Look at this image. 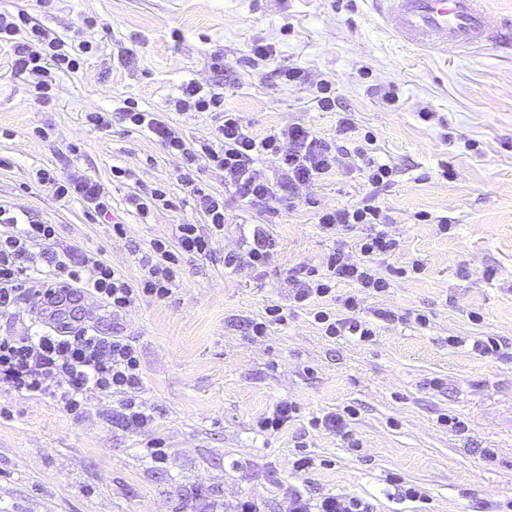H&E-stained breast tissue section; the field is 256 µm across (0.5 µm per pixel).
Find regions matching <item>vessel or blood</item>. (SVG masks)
<instances>
[{
  "mask_svg": "<svg viewBox=\"0 0 512 512\" xmlns=\"http://www.w3.org/2000/svg\"><path fill=\"white\" fill-rule=\"evenodd\" d=\"M399 43L440 57L512 48V17L491 16L484 0H371Z\"/></svg>",
  "mask_w": 512,
  "mask_h": 512,
  "instance_id": "obj_1",
  "label": "vessel or blood"
}]
</instances>
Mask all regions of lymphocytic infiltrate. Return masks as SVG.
<instances>
[{
  "mask_svg": "<svg viewBox=\"0 0 512 512\" xmlns=\"http://www.w3.org/2000/svg\"><path fill=\"white\" fill-rule=\"evenodd\" d=\"M15 48V69L34 79V89L41 99H49L56 73L79 70L93 44H78L50 36L31 25L25 15L0 13V42ZM167 109L176 112H220L224 118L213 129L199 151L187 147L183 131L162 112L139 109L127 103L123 117L149 135L169 154L194 163L203 155L224 174V186L249 206L262 210L267 218H276L281 209L293 208L290 190L311 185L336 164L340 147L336 140L318 136L309 127L291 124L270 134L256 136L235 113L225 111L224 95L190 82L178 96L169 99ZM276 157L278 173L266 175L259 167L263 157ZM39 183L67 201L81 199L87 209L107 214L110 197L101 184L79 171L58 175L42 169ZM181 183L196 211L208 221L207 229L184 223L176 225L173 241L157 240L138 259L141 276L132 281L94 256L74 262L68 257L45 250L56 228L38 221H23L10 210L0 208V320L9 324L21 320L17 303L31 292L35 282H42L44 302L60 306L64 294L77 290L94 298L102 307L119 317L145 297L166 299L177 290L181 254L210 255L213 242L224 231V198L211 192L191 172L181 175ZM322 232L335 234L337 227L358 229L356 242L359 260H351L342 244H335L320 266H300L288 278V296L295 304L306 306L328 297L337 282L356 286L353 294L340 302L349 316L336 318L326 310L313 314L325 336L346 334L367 340L373 328L354 319L361 304V293L379 295L388 291V279L377 272L374 256L395 250L397 241L388 229V218L373 204L327 208L320 211ZM28 398H48L65 411H83L93 398L105 396L118 401V416L124 427L144 430L153 426V408L143 396L141 354L136 345L120 334L104 336L91 325L79 324L63 329L35 331L29 328L0 336V385ZM284 512H374L370 502L343 494L319 497L304 495L297 488H286Z\"/></svg>",
  "mask_w": 512,
  "mask_h": 512,
  "instance_id": "lymphocytic-infiltrate-1",
  "label": "lymphocytic infiltrate"
}]
</instances>
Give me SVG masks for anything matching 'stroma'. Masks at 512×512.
<instances>
[{"mask_svg": "<svg viewBox=\"0 0 512 512\" xmlns=\"http://www.w3.org/2000/svg\"><path fill=\"white\" fill-rule=\"evenodd\" d=\"M0 12L100 47L44 101L15 71L13 46L0 44V206L55 225L52 249L73 260L91 254L134 280L151 241L207 223L186 203L183 158L124 122L125 102L160 111L194 81L223 93L225 111L256 135L301 123L344 149L269 226L276 249L264 267L225 271V254L247 247L266 217L201 160L196 177L224 197V234L210 256H183L171 298H143L116 319L83 296L62 314L39 296L20 297L33 330L62 327L69 314L135 343L156 420L136 433L108 400L71 414L0 389V512H206L243 495L282 512L289 485L358 496L375 512H504L512 502V54L445 62L401 46L368 0H0ZM87 18L94 26L84 27ZM257 42L272 44L276 59L254 62ZM288 66L298 79L280 76ZM323 79L336 100L330 111L315 99ZM94 110L111 112L109 129L86 123ZM345 117L353 129L342 135ZM47 126L49 138L37 137ZM369 158L391 167L386 186L369 183ZM116 167L131 179L113 178ZM43 168L98 181L112 198L110 222L80 200H58L36 179ZM139 182L165 186L171 201L146 223L127 203ZM365 200L381 206L398 241L373 262L390 288L363 295L356 314L374 327L372 340L331 339L310 308L289 301L288 277L321 264L334 241L359 237L340 229L327 238L318 212ZM116 222L123 235L113 233ZM416 260L420 273H408ZM272 304L284 307L287 325L252 336ZM486 337L500 342L497 355L473 349ZM432 379L440 389L427 388ZM281 400L297 414L278 433L260 432L258 418ZM328 413L345 416L346 434L315 427ZM446 415L466 431L441 425ZM155 438L168 450L161 464L142 452ZM301 454L313 464L297 471ZM411 486L423 499L406 497Z\"/></svg>", "mask_w": 512, "mask_h": 512, "instance_id": "stroma-1", "label": "stroma"}]
</instances>
